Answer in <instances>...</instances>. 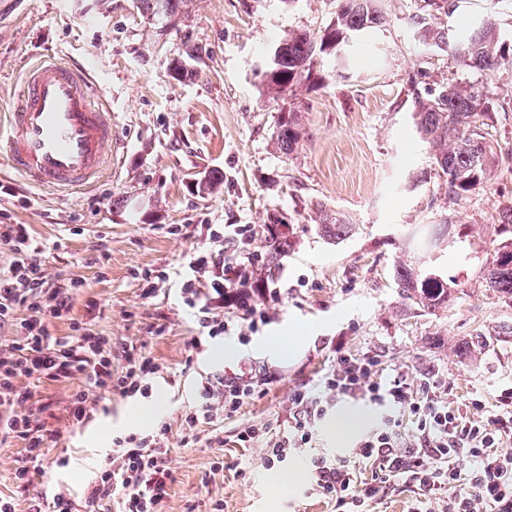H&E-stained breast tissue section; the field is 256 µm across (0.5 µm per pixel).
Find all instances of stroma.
<instances>
[{
  "mask_svg": "<svg viewBox=\"0 0 512 512\" xmlns=\"http://www.w3.org/2000/svg\"><path fill=\"white\" fill-rule=\"evenodd\" d=\"M449 27L491 21L512 36V0H456ZM423 0H384L385 21L325 56L319 83L299 87L284 105L269 102L261 73L292 30L323 31L335 18L336 0H189L178 15L146 13L141 0H0V118H6L27 72L52 55L85 71L112 112L118 142L112 168L85 186L38 188L0 158V224L27 225L43 248L50 282L82 280L70 320H84L87 301L102 315L94 331L115 346L134 347L160 364L150 399L120 395L101 400L84 426L63 429L32 476L28 491L12 476L22 442L0 446V496L16 512L30 499L62 491L80 500L112 452L113 437L132 432L129 414L158 401L157 420L170 428L168 465L176 481L164 512H330L309 495L307 482L288 494L271 492L272 473L261 447H240L244 428L289 431V398L298 389L320 397L326 409L312 440L316 451L336 454L327 434L337 412L367 409L368 430L382 426L387 408L330 393L324 378L337 351L375 357L383 372L411 379L432 375L451 402L480 400L483 415L512 388V301L483 287L480 257L500 239L498 212L512 205V164L499 167L485 190L449 208L440 181L417 183L430 170L424 143L411 132L407 80L424 72L431 84L479 80L490 107L486 137L512 149V72L476 76L448 52L423 45L411 23ZM197 59L187 60L190 47ZM186 60L189 74L169 77L172 60ZM298 112L302 138L289 154L275 145L279 111ZM223 183L210 195L196 185L209 174ZM340 212L355 231L340 243L318 231L320 211ZM469 227L436 256L408 248L418 224L442 220ZM280 221L288 248L263 277L278 288L269 300L270 322L261 335L317 324V337L301 352L277 361L253 353L231 336L190 353L196 334L179 298V284L205 235L200 225L249 224L262 232ZM177 224L182 236L171 235ZM106 269L88 263L98 247ZM405 256L416 266L436 264L458 286L447 309L428 312L407 303L393 281L392 265ZM167 280L142 295L145 274ZM70 320L52 332L65 336ZM235 356L220 360L224 344ZM252 374L259 392L219 425L223 445L182 446V420L193 400L192 384L207 374ZM153 423L138 427L148 433ZM221 469H214L216 460Z\"/></svg>",
  "mask_w": 512,
  "mask_h": 512,
  "instance_id": "1",
  "label": "stroma"
}]
</instances>
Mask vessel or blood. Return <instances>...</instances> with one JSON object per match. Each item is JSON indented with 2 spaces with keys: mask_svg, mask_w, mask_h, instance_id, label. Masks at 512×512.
Segmentation results:
<instances>
[{
  "mask_svg": "<svg viewBox=\"0 0 512 512\" xmlns=\"http://www.w3.org/2000/svg\"><path fill=\"white\" fill-rule=\"evenodd\" d=\"M85 82L68 64L44 60L0 122V155L35 185L74 188L112 163V115L92 104Z\"/></svg>",
  "mask_w": 512,
  "mask_h": 512,
  "instance_id": "obj_1",
  "label": "vessel or blood"
}]
</instances>
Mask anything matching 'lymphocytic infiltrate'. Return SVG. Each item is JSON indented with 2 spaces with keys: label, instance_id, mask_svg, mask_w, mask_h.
<instances>
[{
  "label": "lymphocytic infiltrate",
  "instance_id": "1",
  "mask_svg": "<svg viewBox=\"0 0 512 512\" xmlns=\"http://www.w3.org/2000/svg\"><path fill=\"white\" fill-rule=\"evenodd\" d=\"M254 235L247 224L209 230L212 249L190 261L180 294L198 326L190 342L193 351L224 336L246 337L269 321L267 309L258 307L253 297L263 266L261 252L252 246ZM2 249L12 260L0 272V327L15 326L18 335L0 342V444L24 442L13 481L25 491L49 442L61 435L45 418L48 405L38 391L41 383L77 380L64 411L68 426L79 427L91 420L103 396L149 397L160 367L126 347L118 353L126 362L124 370H113L117 353L111 337L94 334L87 326L99 312L97 302L88 301L85 320L70 321L78 284L50 285L41 261L43 249L27 225L1 224ZM65 319L70 336H53L52 325ZM336 365L325 389L387 406L392 415L349 454L310 457L309 489L331 502L333 512H362L366 504H383L401 486L414 495L411 512H512V452L502 448L512 437V388L502 391L496 412L484 417L481 401L452 406L429 379L415 385L400 375L382 378L375 358L355 359L340 351ZM255 393L248 378L200 377L194 403L184 415L182 444L200 443L199 424L236 413ZM289 402L291 434L273 437L250 426L237 436L242 447H262L270 467L310 444L325 412L320 399L303 390L294 392ZM168 434L163 424L146 435L115 437L82 507L56 492L32 497L29 512H97L117 486L123 490L119 512H163L175 481L168 465Z\"/></svg>",
  "mask_w": 512,
  "mask_h": 512
}]
</instances>
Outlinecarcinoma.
<instances>
[{
    "label": "carcinoma",
    "mask_w": 512,
    "mask_h": 512,
    "mask_svg": "<svg viewBox=\"0 0 512 512\" xmlns=\"http://www.w3.org/2000/svg\"><path fill=\"white\" fill-rule=\"evenodd\" d=\"M147 12L172 16L188 0H141ZM425 13L412 17L422 43L447 48L460 66L468 71L490 75L502 70L512 71V40L501 38L497 27L487 24L471 28L461 25L453 39L434 19L439 14L452 15L454 0H424ZM384 15L378 0H336L334 21L320 34L307 30L291 31L280 42L268 69L263 86L274 102L288 98L299 86L311 81L318 59L336 53L341 45L357 35L383 23ZM413 104V132L428 145L432 171L442 180L444 199L457 204L483 189L503 158L512 160V149L502 151L490 143L482 127L489 117L483 91L470 82L440 84L420 88V81H410ZM301 137L298 113H280L276 144L279 150L291 153ZM500 233L509 237L499 241L491 258L482 265L484 287L502 298L512 300V206L499 213ZM451 223L433 225L431 232L413 230L408 245H422L430 251L450 234ZM354 225L341 217L327 214L322 218L320 233L330 240H345ZM264 244L269 261H274L287 247L286 237L278 225H266ZM393 280L403 299L430 311L446 309L455 298V285L435 268L420 270L403 258L393 264Z\"/></svg>",
    "instance_id": "obj_1"
}]
</instances>
